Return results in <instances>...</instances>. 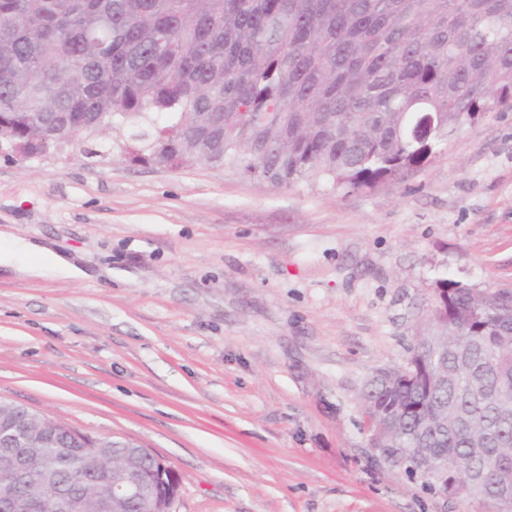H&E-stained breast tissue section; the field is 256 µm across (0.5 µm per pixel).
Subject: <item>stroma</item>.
<instances>
[{
	"mask_svg": "<svg viewBox=\"0 0 512 512\" xmlns=\"http://www.w3.org/2000/svg\"><path fill=\"white\" fill-rule=\"evenodd\" d=\"M0 159V234L86 278L0 272V398L145 448L173 512H465L372 447L440 281L512 288V111L370 191L221 167Z\"/></svg>",
	"mask_w": 512,
	"mask_h": 512,
	"instance_id": "1",
	"label": "stroma"
}]
</instances>
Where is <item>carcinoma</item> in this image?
<instances>
[{
  "mask_svg": "<svg viewBox=\"0 0 512 512\" xmlns=\"http://www.w3.org/2000/svg\"><path fill=\"white\" fill-rule=\"evenodd\" d=\"M512 109V0H0V130L23 155L99 137L112 152L161 168L222 166L276 189L299 182L372 190L486 114ZM431 313L444 354L417 344L404 368L362 394L377 447L416 473L433 458L458 473L487 468L512 487V289L444 280ZM422 384H403L410 365ZM30 473L0 460V493L43 503L49 472L100 512L91 472L112 474L126 441L66 461L75 434L52 419ZM36 430L0 407V429ZM151 481L162 467L150 453ZM495 489L465 493L474 512H500ZM166 493L149 507L170 512Z\"/></svg>",
  "mask_w": 512,
  "mask_h": 512,
  "instance_id": "1",
  "label": "carcinoma"
}]
</instances>
